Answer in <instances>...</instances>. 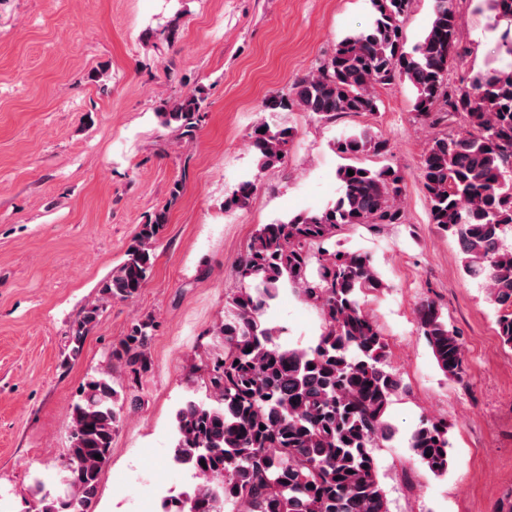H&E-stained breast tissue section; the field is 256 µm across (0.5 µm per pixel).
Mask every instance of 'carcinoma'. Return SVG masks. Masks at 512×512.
<instances>
[{"label": "carcinoma", "instance_id": "cac0c4a2", "mask_svg": "<svg viewBox=\"0 0 512 512\" xmlns=\"http://www.w3.org/2000/svg\"><path fill=\"white\" fill-rule=\"evenodd\" d=\"M370 2L374 19L367 28L343 38L327 60L296 79L289 92L267 98L263 108L296 107L333 123L343 114L378 111V90L407 84L412 111L428 125L462 117V131L429 142L420 178L431 222L457 240L465 274L487 290L498 335L512 349V63L490 65L469 84L453 86L449 68L466 57L456 0H433L429 26L410 46L403 23L413 0ZM485 2L492 29L500 32L499 51L512 58V0ZM206 100L198 88L162 101L160 125L178 139L193 138ZM292 136L289 126L257 124L250 148L258 169L284 162ZM333 146L348 159L389 152L387 140L366 131L344 133ZM337 179L335 202L262 225L239 259L240 287L228 300L231 318L219 330L224 359L209 376L211 403L189 400L176 416L174 460L201 482L186 499H168L165 512H184L187 500L197 512H388L374 449L393 436L386 415L401 381L388 370L386 338L364 308L365 297L383 281L366 256L336 248V235L350 224L404 223V176L390 164H345ZM254 186L241 182L224 208L243 207ZM167 223L164 207L141 225L124 260L103 281L98 301L77 318L72 355L80 353L108 304L132 300L145 287ZM285 285L325 321L317 343L306 349L279 343V330L265 320L269 301ZM417 318L440 371L463 380V344L436 302L423 301ZM154 330L151 317L135 320L112 348V361L135 377L148 373ZM121 388L110 368L83 385L62 469L66 494L44 493L37 512H72V502L92 501L124 417ZM407 445L425 470L448 472L446 421H421Z\"/></svg>", "mask_w": 512, "mask_h": 512}]
</instances>
